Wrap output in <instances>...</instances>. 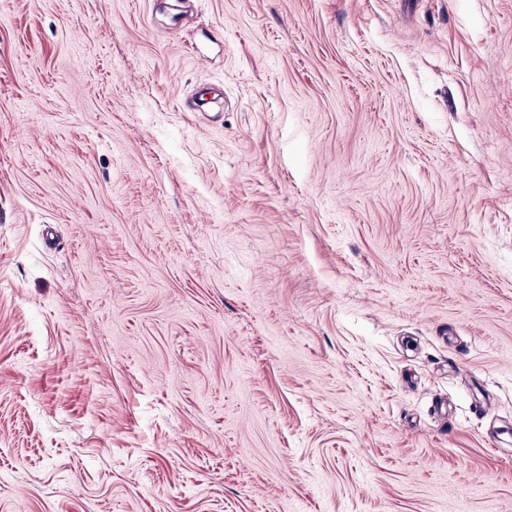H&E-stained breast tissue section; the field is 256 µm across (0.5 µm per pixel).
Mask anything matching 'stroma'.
<instances>
[{
  "label": "stroma",
  "instance_id": "35a3bbf8",
  "mask_svg": "<svg viewBox=\"0 0 512 512\" xmlns=\"http://www.w3.org/2000/svg\"><path fill=\"white\" fill-rule=\"evenodd\" d=\"M0 512H512V0H0Z\"/></svg>",
  "mask_w": 512,
  "mask_h": 512
}]
</instances>
